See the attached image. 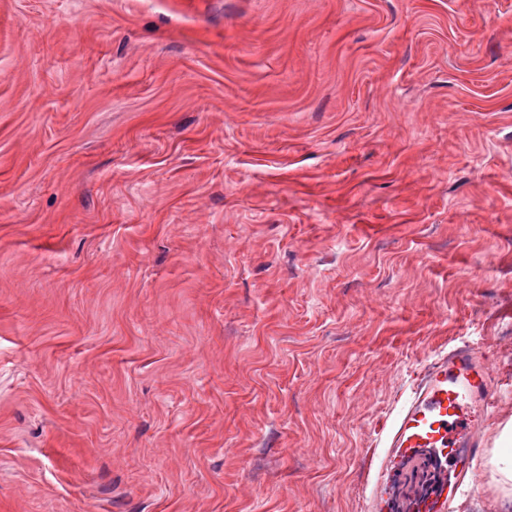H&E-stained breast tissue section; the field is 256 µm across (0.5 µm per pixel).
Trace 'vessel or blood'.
Returning <instances> with one entry per match:
<instances>
[{
	"mask_svg": "<svg viewBox=\"0 0 512 512\" xmlns=\"http://www.w3.org/2000/svg\"><path fill=\"white\" fill-rule=\"evenodd\" d=\"M485 380L484 363L468 348L454 349L430 366L388 429L391 461L433 449L448 467L449 485H456L480 445L468 411L485 399Z\"/></svg>",
	"mask_w": 512,
	"mask_h": 512,
	"instance_id": "1",
	"label": "vessel or blood"
}]
</instances>
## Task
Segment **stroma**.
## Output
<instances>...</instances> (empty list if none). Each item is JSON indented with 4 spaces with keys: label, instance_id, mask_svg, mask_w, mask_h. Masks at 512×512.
<instances>
[{
    "label": "stroma",
    "instance_id": "35a3bbf8",
    "mask_svg": "<svg viewBox=\"0 0 512 512\" xmlns=\"http://www.w3.org/2000/svg\"><path fill=\"white\" fill-rule=\"evenodd\" d=\"M460 346L512 512V0H0V512H372ZM496 452L488 461L490 484L495 490L512 491V427L506 426L497 440Z\"/></svg>",
    "mask_w": 512,
    "mask_h": 512
}]
</instances>
